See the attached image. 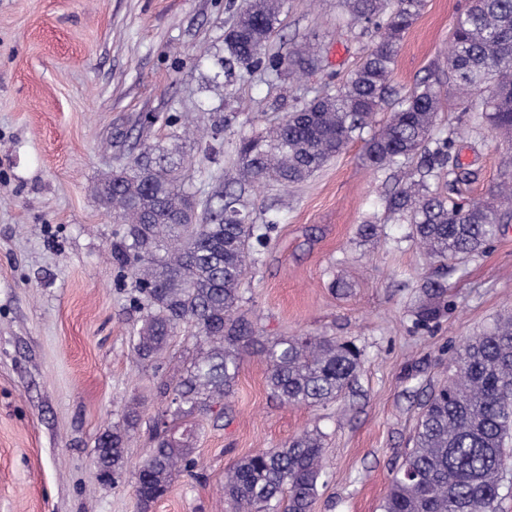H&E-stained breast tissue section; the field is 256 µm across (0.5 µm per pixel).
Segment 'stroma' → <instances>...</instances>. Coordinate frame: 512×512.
<instances>
[{
    "label": "stroma",
    "mask_w": 512,
    "mask_h": 512,
    "mask_svg": "<svg viewBox=\"0 0 512 512\" xmlns=\"http://www.w3.org/2000/svg\"><path fill=\"white\" fill-rule=\"evenodd\" d=\"M241 0H0V512H139L138 463L162 380L192 354L174 336L160 367L133 350L130 305L112 245L123 225L90 192L141 145L180 138L205 170L232 177L242 136L277 124L345 80L377 38L340 0H286L270 56L314 47L318 67L290 87L265 69L225 85L215 61ZM467 0H425L392 75L399 94L441 74ZM172 114L175 126L162 118ZM459 179L449 199H486L512 171V147L474 113H441ZM362 139L305 181L248 191L256 223L275 220L242 285V309L266 338L351 341L360 367L325 407L279 405L263 356L246 355L222 419L196 422L201 478L176 475L149 512H234L222 487L242 457L303 431L323 436L325 475L312 512H380L420 407L453 372L454 353L512 315V221L484 252L451 262L448 311L422 327L421 286L435 267L384 197L406 169L376 174ZM372 221L375 238L361 236ZM141 412L117 484L94 463L98 436Z\"/></svg>",
    "instance_id": "1"
}]
</instances>
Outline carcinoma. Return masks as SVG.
<instances>
[{
  "mask_svg": "<svg viewBox=\"0 0 512 512\" xmlns=\"http://www.w3.org/2000/svg\"><path fill=\"white\" fill-rule=\"evenodd\" d=\"M351 19L372 23L378 38L346 81L329 87L288 113L276 125L240 138L235 191L218 184L197 209L196 194L182 172L192 160L183 148L144 145L121 168L94 187L112 210V223L125 225L112 257L122 278L131 279L130 303L141 313L134 350L148 361L169 337L189 329L194 354L172 392L173 420L224 414L233 391L241 352L258 347L268 366L271 394L284 405H325L352 387L360 352L350 342L325 336L260 339L238 315L240 284L265 247L270 221H250L242 198L246 189L268 181L287 187L340 154L362 136L373 116L390 107L387 122L365 140L363 159L386 172L419 157L416 168L385 198V209L413 226L426 256L444 268L494 240L504 218L512 217V177L502 180L493 202H454L440 181L449 168L454 140L434 133L445 111L443 80L453 83L461 111L481 113L493 137L512 145V0H469L448 44V75L423 81L400 96L391 77L403 37L424 0H346ZM282 0H243L239 18L225 37L220 68L228 80L263 66L293 81L314 67L300 53L267 57ZM480 97L481 106H473ZM425 287L437 302L422 307L417 324L427 326L444 310L446 285L430 278ZM455 373L431 390L418 420L412 448L392 478L381 512H498L506 449L512 441V316L469 338L456 351ZM140 416H125L98 437L95 463L104 480L116 481L126 465L130 430ZM156 429L152 459L137 470L134 495L146 512L168 490L174 474L194 475V428ZM324 473L322 436L305 431L281 448L247 456L224 477V496L236 512H311Z\"/></svg>",
  "mask_w": 512,
  "mask_h": 512,
  "instance_id": "obj_1",
  "label": "carcinoma"
}]
</instances>
